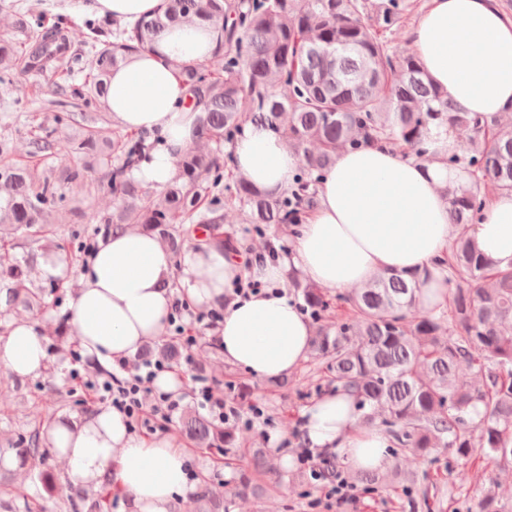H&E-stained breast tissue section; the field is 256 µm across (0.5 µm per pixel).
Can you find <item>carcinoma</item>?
<instances>
[{
  "mask_svg": "<svg viewBox=\"0 0 512 512\" xmlns=\"http://www.w3.org/2000/svg\"><path fill=\"white\" fill-rule=\"evenodd\" d=\"M413 5L410 0H162L160 10L134 22L112 21V40L99 41L91 21L78 27L58 15L53 22L29 13L20 37L0 36V81L21 69L51 72L61 95L105 102L113 68L147 46L164 26L196 19L213 21L220 33L219 71L207 62H172L196 103L198 116L192 144L177 162V174L160 192L132 179L129 172L154 147L145 132L122 133L90 121L86 114L52 116L56 124L82 123L85 134L70 152L78 163L67 167L66 183L84 188L88 173L98 170L118 200L112 214L98 218L114 229L135 226L156 235L176 253L190 227L209 226V243L233 247L223 231L224 207L248 213L254 232L270 224L293 226L317 206L318 186L344 148L368 142H397L416 157L428 155L431 128L471 133L467 157L448 156L466 181L443 190L457 236L443 264L448 268L445 305L416 317L420 287L413 273L374 275L365 287L334 298L291 272L288 286L301 292L315 323L310 358L325 373L328 386L355 396L362 420L378 423L391 434L396 451L429 458L440 448L459 457L481 452L512 464V264L499 267L477 248L472 226L487 201L481 188L512 192V121L501 115L462 112L427 75L418 56L390 50L385 32ZM82 74L79 84L71 82ZM288 96L274 91L275 82ZM276 133L299 156L300 174L279 196L257 188L245 176L224 183L234 163L225 150L246 123ZM53 132L29 139V156L55 154ZM64 196L52 170L42 164H17L0 140V239L34 234L46 251L59 244L48 215ZM0 273L13 282L12 306L40 307L46 289L35 286L33 260H0ZM178 346L167 338L148 345L142 356L172 359ZM466 364L479 382L463 379ZM51 420L37 417L28 430L7 441L19 466L45 455L44 431ZM180 430L194 442L221 451L237 447L236 428L188 408ZM264 456L254 454L238 480L217 497L204 484L198 512H230L239 497L275 491L279 482H262ZM0 474V512H17L16 488ZM364 491H406L417 478L400 482L377 471L351 475ZM108 476L93 495L67 497L68 512H106L110 506Z\"/></svg>",
  "mask_w": 512,
  "mask_h": 512,
  "instance_id": "cac0c4a2",
  "label": "carcinoma"
}]
</instances>
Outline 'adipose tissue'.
I'll return each mask as SVG.
<instances>
[{"label": "adipose tissue", "mask_w": 512, "mask_h": 512, "mask_svg": "<svg viewBox=\"0 0 512 512\" xmlns=\"http://www.w3.org/2000/svg\"><path fill=\"white\" fill-rule=\"evenodd\" d=\"M432 82L468 112L493 115L512 109V19L495 0H428L409 33ZM218 46L215 25L195 21L162 29L151 45L113 69L107 100L125 129L158 134L160 141L132 175L164 186L192 141L196 114L172 60L204 61ZM431 158L368 143L345 150L319 186V204L294 237L290 258L276 263L242 258L205 245L175 258L157 236L136 228L102 233L87 256L67 321L83 354L107 368L132 358L165 333L176 302L222 311L213 344L225 363L260 380L296 371L313 330L288 294L289 269L336 293L364 286L381 272H416L420 301L444 303L447 272L439 266L455 233L441 189L457 182L449 153L455 134L432 130ZM238 170L277 195L292 185L299 159L272 132L248 127L232 147ZM477 247L500 266L512 263V192L495 196L473 227ZM266 288L246 297L233 285L244 277ZM178 279L179 288L169 287ZM50 364L43 334L28 319L13 321L0 337V367L28 378ZM301 434L311 450L337 454L358 469H381L389 436L359 427L353 398L328 392L301 413ZM48 449L66 464L73 490L98 487L110 474L112 491L135 512H169L178 497L196 494L187 471L191 455L169 438L141 439L125 415L97 408L73 426L51 425Z\"/></svg>", "instance_id": "obj_1"}]
</instances>
